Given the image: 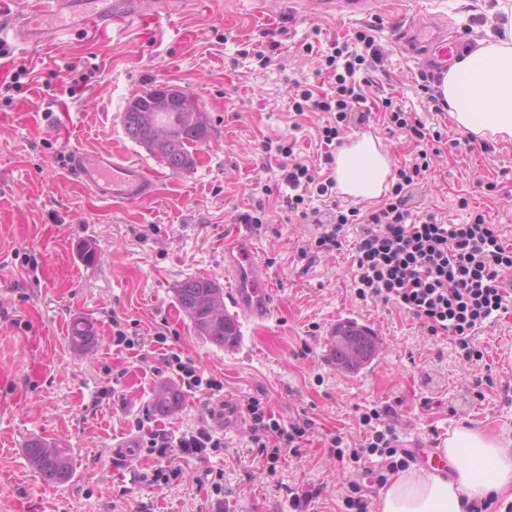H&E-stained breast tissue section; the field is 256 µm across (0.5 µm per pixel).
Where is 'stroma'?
<instances>
[{
	"label": "stroma",
	"instance_id": "35a3bbf8",
	"mask_svg": "<svg viewBox=\"0 0 512 512\" xmlns=\"http://www.w3.org/2000/svg\"><path fill=\"white\" fill-rule=\"evenodd\" d=\"M367 17L335 22L282 14L281 45L267 68L242 49L267 48L273 25L248 12L250 0H203L201 6L154 22L134 18L91 35L77 33L31 50L13 31L0 37V512H209L210 490L200 463L162 488L136 481L153 466L150 456L125 457L116 444L134 439L135 420L182 430L204 414L203 398L182 393L170 412L155 409L162 387H178L156 351V332L221 378L216 400L264 395L281 421L314 418L339 432L348 446L362 442L361 413L396 404L390 423L406 448H437L449 430L464 424L512 439V314L480 333L485 367L464 364L450 341L428 335L420 322L394 305L362 300L355 292L352 247L359 234L347 225L341 250L304 264L299 253L315 227L290 216L282 202L284 159L265 154V140L296 138L299 161L315 164L321 112L288 108V81L320 84L318 54L303 52L351 36L368 24L385 55L384 83L401 106L448 136L460 132L449 113L427 111L418 89L422 62L401 54L387 29L392 20L427 8L447 32L471 44L488 29L473 18L489 0H376ZM79 81L75 93L66 84ZM174 84L200 101L208 115L207 139L193 146L195 165L173 174L125 133L123 113L137 94ZM368 134L394 166L415 148L390 136L378 119L344 130V140ZM110 153L148 167L158 181L143 203L102 201L73 181L62 165L67 145ZM485 153L444 152L417 199L443 221L460 224L468 213L461 194L490 212L512 242V140L496 139ZM265 194H254L256 184ZM263 204L265 221L250 227L251 244L275 290L274 310L259 322L240 316V340L221 348L195 330L177 300L186 279L203 277L231 291L224 269V238L240 216ZM88 322L92 345L73 351V321ZM138 333L139 348L112 344V323ZM354 321L374 336L376 355L365 368L346 372L328 357L331 329ZM492 374L493 386L475 380ZM430 407H422L423 399ZM248 427L226 431V447L212 456L224 470L230 497L224 512H293L288 488L321 487L307 512H346L351 464L325 449L279 462L269 474L250 452ZM39 436L68 448L70 481L54 483L29 462L26 441Z\"/></svg>",
	"mask_w": 512,
	"mask_h": 512
}]
</instances>
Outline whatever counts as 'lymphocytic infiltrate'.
Listing matches in <instances>:
<instances>
[{
  "label": "lymphocytic infiltrate",
  "instance_id": "f902f5d3",
  "mask_svg": "<svg viewBox=\"0 0 512 512\" xmlns=\"http://www.w3.org/2000/svg\"><path fill=\"white\" fill-rule=\"evenodd\" d=\"M374 26L355 32L353 40L330 41L319 61L321 72L329 78V88L314 92L310 84L292 80L289 94L294 112H325L333 115V123L322 128L324 166L335 164V152L343 144L341 132L350 123L360 125L379 112L390 132L404 134L421 150L396 172L397 179L382 204L371 211L354 245L356 292L360 298H373L394 303L432 336L452 340L457 353L467 363L483 360L484 353L475 337L482 329L495 324L512 311V244L504 242L497 224L486 211L461 198L469 219L463 224H449L434 213L421 212L414 190L430 169L425 143H450L461 148L460 139L446 140L443 132L427 127L412 113L404 110L392 96L383 92L376 79L383 52L376 42ZM263 153L287 157L283 181L288 188L283 203L304 223L318 227L312 247L315 252L341 249L346 225L354 223L357 209H342L336 201V179L321 175L319 170L294 158V144L289 139L264 141ZM156 341L164 345L162 362L191 394L212 395L224 384L204 376L191 358H185L166 345L165 333H157ZM250 421L251 448L269 466L284 457H301L307 443L317 432L313 419L281 422L266 402L251 397L245 405ZM395 407L385 405L362 413L360 423L366 426L359 447L344 449V438L326 434L330 454L349 457L360 463L371 456L385 458V470L368 471V484L349 480V495L344 505L347 512H368V485H385L386 470L407 467L411 453L399 447L398 436L388 423ZM138 450L158 460L159 465L140 473L141 482L163 487L179 477L180 460L200 461L224 447V434L207 421L181 433L146 428L137 422Z\"/></svg>",
  "mask_w": 512,
  "mask_h": 512
}]
</instances>
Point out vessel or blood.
Instances as JSON below:
<instances>
[{"label": "vessel or blood", "mask_w": 512, "mask_h": 512, "mask_svg": "<svg viewBox=\"0 0 512 512\" xmlns=\"http://www.w3.org/2000/svg\"><path fill=\"white\" fill-rule=\"evenodd\" d=\"M198 0H0V18L11 16L14 25L23 28L29 43L39 45L67 33V17L75 6H85V30L95 31L107 24H120L143 13L151 17H169ZM305 15L333 20L342 14H371L373 0H303ZM397 44L416 47L420 56L433 67H444L458 48L456 38L444 36L432 23L397 21L392 29ZM64 163L74 177L96 197L126 203L151 199L155 195L154 174L108 153L86 154L77 146L68 147ZM224 268L234 282L232 300L247 316L256 320L270 317L274 306L271 283L258 273V256L249 235L234 227L224 242ZM215 423L224 429L243 425L239 402L225 397L217 407Z\"/></svg>", "instance_id": "1"}]
</instances>
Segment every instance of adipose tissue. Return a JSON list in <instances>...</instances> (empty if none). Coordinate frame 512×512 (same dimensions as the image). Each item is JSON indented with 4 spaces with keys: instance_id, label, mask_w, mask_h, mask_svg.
Wrapping results in <instances>:
<instances>
[{
    "instance_id": "adipose-tissue-1",
    "label": "adipose tissue",
    "mask_w": 512,
    "mask_h": 512,
    "mask_svg": "<svg viewBox=\"0 0 512 512\" xmlns=\"http://www.w3.org/2000/svg\"><path fill=\"white\" fill-rule=\"evenodd\" d=\"M436 89L459 131L512 139V22L504 36L476 41L454 58ZM335 177L355 199L379 197L394 179L389 155L367 134L339 150ZM442 452L450 475L436 468L399 472L381 490L379 512H464L465 502L493 496L512 502V442L460 426Z\"/></svg>"
}]
</instances>
